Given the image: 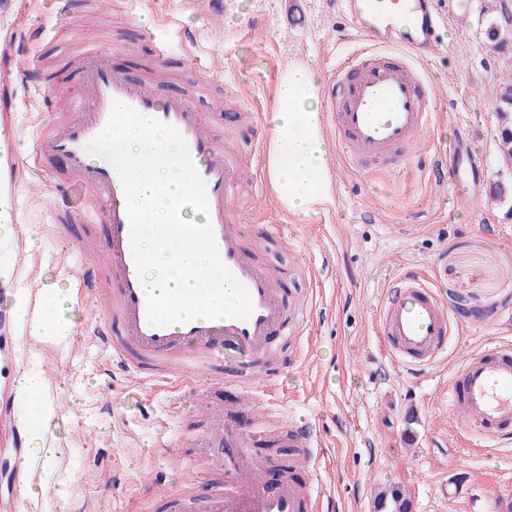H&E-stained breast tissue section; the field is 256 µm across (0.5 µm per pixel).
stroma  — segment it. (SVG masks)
Returning a JSON list of instances; mask_svg holds the SVG:
<instances>
[{"instance_id": "stroma-1", "label": "stroma", "mask_w": 512, "mask_h": 512, "mask_svg": "<svg viewBox=\"0 0 512 512\" xmlns=\"http://www.w3.org/2000/svg\"><path fill=\"white\" fill-rule=\"evenodd\" d=\"M94 27L84 19L95 0H0V140L7 164L0 192L10 199L15 237L0 247L13 264L0 280V405L36 417L37 405L14 398L18 366L44 372L57 420L47 434L58 454L36 462V493L18 512H163L162 501L137 479L145 465L175 474L154 439L160 426L190 436L202 430L196 394H167L154 385L131 386L107 360L77 311L62 343L18 340L8 301L21 287L58 282L79 290L64 269L85 229L60 224L49 201L64 178L59 164L35 156L32 131L51 120L42 100L55 91L87 38L112 50V62L130 76L155 63L159 43H171L172 79L163 92L199 91L207 113L229 146L258 152L268 141L271 93L288 61L327 74L351 48L349 17L340 0H301V20L285 22L281 0H224L221 24H209L188 0H113ZM469 16V31L446 28L427 67L437 77L438 122L422 134L418 152L441 154L443 185L430 181L422 160L399 171L359 172L334 166L332 207L306 219L279 208L274 196L236 200L248 217L243 228L265 224L264 260L279 271L286 311L319 287L323 301L302 323L301 336L272 337L286 360L278 367L285 392L280 422L300 419L316 430L317 458L298 473L329 512H381L376 495L401 489L409 512H512V445L457 436L445 399L448 380L470 353L512 343V220L490 185L512 182V166L498 151L499 86L512 72V0H453ZM497 21L504 44L486 40ZM213 59L203 73L199 61ZM460 139L483 159L479 195L445 205L444 184L455 181ZM418 272L452 318L448 352L420 371L398 363L378 325V310L397 275ZM458 486V497L439 493Z\"/></svg>"}]
</instances>
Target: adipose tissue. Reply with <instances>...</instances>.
I'll list each match as a JSON object with an SVG mask.
<instances>
[{
  "mask_svg": "<svg viewBox=\"0 0 512 512\" xmlns=\"http://www.w3.org/2000/svg\"><path fill=\"white\" fill-rule=\"evenodd\" d=\"M322 80L305 63L289 64L280 74L269 104L268 178L272 192L285 209L308 217L332 204V171L328 142L322 131L319 98ZM71 289L24 287L11 299V314L18 329H29L40 342L71 333Z\"/></svg>",
  "mask_w": 512,
  "mask_h": 512,
  "instance_id": "obj_1",
  "label": "adipose tissue"
}]
</instances>
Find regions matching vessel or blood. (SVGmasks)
<instances>
[{
	"instance_id": "obj_1",
	"label": "vessel or blood",
	"mask_w": 512,
	"mask_h": 512,
	"mask_svg": "<svg viewBox=\"0 0 512 512\" xmlns=\"http://www.w3.org/2000/svg\"><path fill=\"white\" fill-rule=\"evenodd\" d=\"M356 38L351 49L333 67L323 93V128L341 149L345 167L378 162L401 169L399 150L438 119L436 81L418 65L409 50L434 51L441 43L444 24L458 34L468 31V18H444L437 0H411L410 18L397 26L385 0H344ZM60 87L73 105L57 125L33 135L35 153L61 163L69 186L79 190L81 201L71 206L66 197L54 199L61 221L101 224L104 244L80 240L82 256L75 268L83 286L84 306L99 308L91 324L101 351L139 382L177 383L193 388L204 366L224 361L227 375L253 370L271 353L269 339L287 332L288 315L282 285L255 253L245 245L239 217L230 206L232 192L244 179L242 167L224 149L214 127L189 97L162 95L156 83L130 77L112 64V53L102 45L87 43ZM388 101V112H373L377 100ZM174 126L188 144L200 176L206 183L210 221L220 257L247 288L253 311L248 319H199L167 326L147 319L146 294L130 245V221L121 179L105 160L91 159L86 144L105 127L114 101ZM461 154L463 174L453 188V200L476 197L479 172L473 153L454 145ZM379 324L395 358L402 364L425 368L448 350L450 317L423 276L409 273L396 284L379 308ZM253 401H241L252 413L280 407L284 392L266 377L253 379ZM448 397L456 411L462 435L477 434L488 440L512 439V345L503 343L467 357L449 379ZM224 408L211 406L209 423L187 443L203 457H223L225 479L212 484L201 512H322L318 494L282 477L276 488L264 480L266 456L253 447L252 429H240L228 420ZM278 448H291L296 459L312 457L320 442L302 421L273 436ZM148 482L173 506L185 496L181 486L152 469Z\"/></svg>"
}]
</instances>
